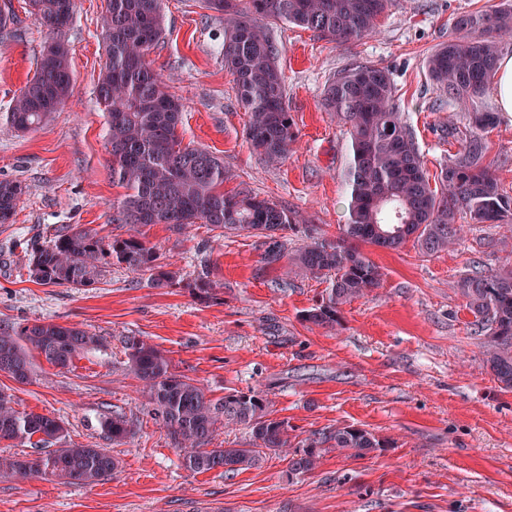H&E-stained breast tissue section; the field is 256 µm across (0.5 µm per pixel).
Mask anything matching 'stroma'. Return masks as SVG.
I'll return each mask as SVG.
<instances>
[{
  "mask_svg": "<svg viewBox=\"0 0 512 512\" xmlns=\"http://www.w3.org/2000/svg\"><path fill=\"white\" fill-rule=\"evenodd\" d=\"M498 2L395 0L371 35L347 43L268 21L297 134L287 158L270 165L246 140L247 114L224 67L223 20L199 0H164L165 33L148 59L184 106V143L223 161L225 190L272 200L296 218L284 258L269 265L259 236L206 224L113 223L112 204L125 190L112 182L107 118L96 100L106 0H76L64 34L74 96L37 130L10 125V103L48 38L28 0H11L16 33L0 39V180L21 181L26 192L10 223L0 224V330L74 323L101 344L64 369L34 356L31 383L0 373V389L16 408L62 421L66 444L107 449L119 467L91 485L0 476V512H512V390L492 376L454 287L472 268L489 273L503 264L499 241L512 237V224L467 225L456 245L429 255L410 242L364 246L383 280L343 305L332 329L304 319L326 281L291 263L300 247L336 239L348 216L349 136L321 106L329 80L355 61L387 69L425 168L438 174L461 147L469 108L433 84L427 58L452 36L456 15ZM483 104L498 115L487 135L491 169L512 195V115L499 111L495 87ZM75 225L105 239L136 234L179 272L180 286L157 288L110 264L89 288L32 281L28 243ZM201 274L211 283L205 297L194 288ZM129 336L163 350L211 399L262 392L272 417L297 438L354 426L382 446L362 457L323 451L320 466L300 475L274 454L235 474L191 473L127 368ZM115 411L132 423L119 443L99 424Z\"/></svg>",
  "mask_w": 512,
  "mask_h": 512,
  "instance_id": "obj_1",
  "label": "stroma"
}]
</instances>
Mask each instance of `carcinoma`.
Returning a JSON list of instances; mask_svg holds the SVG:
<instances>
[{
    "label": "carcinoma",
    "instance_id": "1",
    "mask_svg": "<svg viewBox=\"0 0 512 512\" xmlns=\"http://www.w3.org/2000/svg\"><path fill=\"white\" fill-rule=\"evenodd\" d=\"M394 0H201L224 19V67L234 76L239 100L248 114L246 138L269 162L288 155L296 139L286 104L278 49L264 21H285L336 41L361 40L373 33ZM35 19L58 42L59 52L40 53L34 76L10 104L7 119L19 132L40 127L74 95L69 51L62 31L73 19L75 0H29ZM104 62L97 86L108 124L112 182L127 193L112 205V223L209 224L233 234L266 238L264 260L279 262L285 243L277 233L295 223L287 208L247 191L221 190L224 163L207 150L183 144L178 132L183 106L170 95L147 55L164 33L163 0H107L101 17ZM454 35L427 59L433 83L472 107L470 132L461 149L441 168L438 186L430 185L415 135L394 100L390 74L374 64L356 62L325 87L322 106L348 126L351 159L350 201L341 235L297 250L293 263L315 277L327 275L322 301L306 311L314 325L334 327L342 305L364 296L382 280L379 267L360 250L370 244L398 249L413 241L425 254L448 248L470 224H512V196L500 189L487 162L484 132L496 126L494 112L476 103L496 74L501 38L512 36V0L491 10L458 15ZM25 193L19 181H0V224L13 217ZM28 273L44 285L88 288L99 267L112 261L148 276L156 287L180 283L158 263L156 251L136 235L106 240L71 227L27 251ZM458 293L474 316V333L485 337V362L495 379L512 389V260L494 273L473 270L456 281ZM100 339L76 324L36 322L0 332V372L27 383L34 375L33 355L65 368ZM128 370L143 385L153 420L173 436L181 466L191 473L248 470L268 453L288 454L293 475L315 470L320 448L329 446L358 456L381 447L369 430L351 426L322 429L293 443L288 422L270 417L259 392H236L212 400L189 378L172 370L156 346L137 336L125 341ZM219 424L249 430L242 448H211ZM114 442L131 432L126 416L114 411L100 421ZM65 428L46 415L20 411L13 395L0 390V440L46 445L59 442ZM37 441H32L33 437ZM119 462L104 448L68 445L47 453L0 458V473L23 479L91 484L114 472Z\"/></svg>",
    "mask_w": 512,
    "mask_h": 512
}]
</instances>
